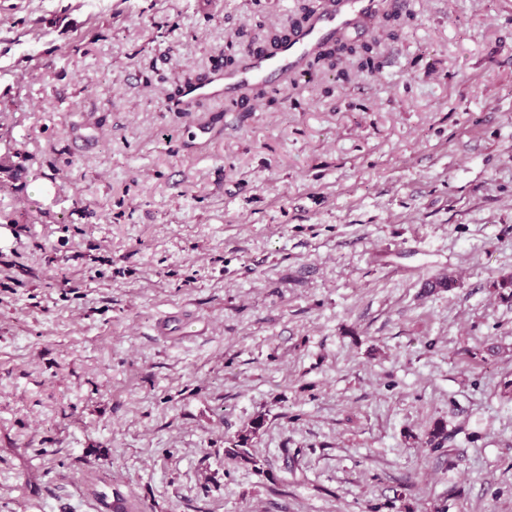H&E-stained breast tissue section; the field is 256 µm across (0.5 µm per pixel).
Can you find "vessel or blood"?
Masks as SVG:
<instances>
[{"mask_svg": "<svg viewBox=\"0 0 512 512\" xmlns=\"http://www.w3.org/2000/svg\"><path fill=\"white\" fill-rule=\"evenodd\" d=\"M374 6L375 0H323L312 22L295 28L287 44L255 52L245 69L217 75L208 83L190 88L189 93L232 102L242 84L278 81L283 73L299 70L304 58L324 41L355 30Z\"/></svg>", "mask_w": 512, "mask_h": 512, "instance_id": "b4317fda", "label": "vessel or blood"}]
</instances>
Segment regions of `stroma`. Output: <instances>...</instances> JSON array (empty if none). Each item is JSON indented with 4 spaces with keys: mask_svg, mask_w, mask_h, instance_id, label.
<instances>
[{
    "mask_svg": "<svg viewBox=\"0 0 512 512\" xmlns=\"http://www.w3.org/2000/svg\"><path fill=\"white\" fill-rule=\"evenodd\" d=\"M408 2L176 112L297 0H0V512H512V0ZM413 20L414 15L411 13H407L403 17L399 13L384 12L382 14L377 13L371 22L377 24L387 38L396 39ZM376 44V41L358 44L350 41L346 36H338L334 42L323 47L318 52L315 56V61L316 63L321 62L327 66V70L333 71L343 59L357 58V72L367 77H373L377 72L373 63V50ZM265 424V417L257 415L249 427L238 433L233 439L225 441L228 445L224 447V457L236 465L251 467L253 470L263 472V463L252 452L250 442L258 435Z\"/></svg>",
    "mask_w": 512,
    "mask_h": 512,
    "instance_id": "stroma-1",
    "label": "stroma"
}]
</instances>
